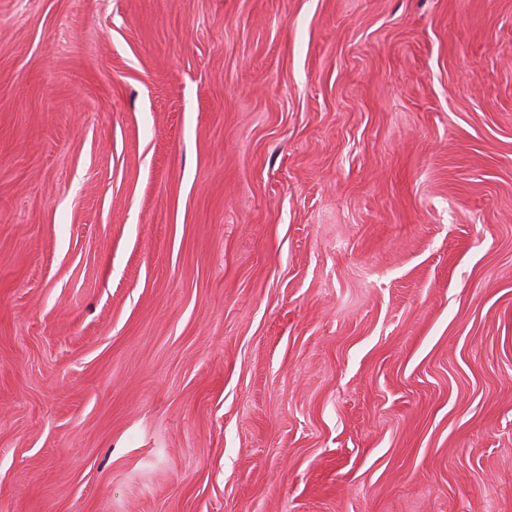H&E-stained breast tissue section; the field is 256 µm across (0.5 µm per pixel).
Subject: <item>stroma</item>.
Segmentation results:
<instances>
[{
	"mask_svg": "<svg viewBox=\"0 0 512 512\" xmlns=\"http://www.w3.org/2000/svg\"><path fill=\"white\" fill-rule=\"evenodd\" d=\"M0 512H512V0H0Z\"/></svg>",
	"mask_w": 512,
	"mask_h": 512,
	"instance_id": "obj_1",
	"label": "stroma"
}]
</instances>
